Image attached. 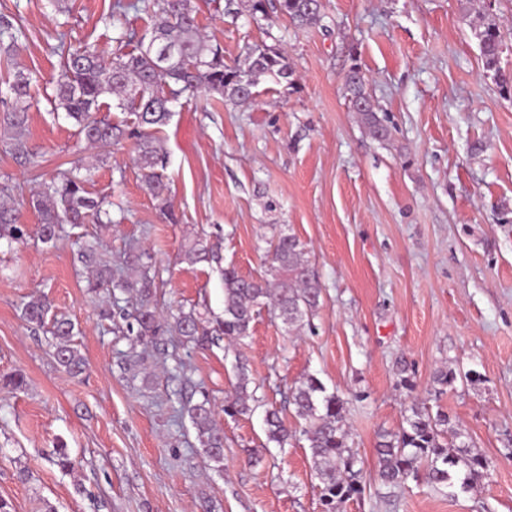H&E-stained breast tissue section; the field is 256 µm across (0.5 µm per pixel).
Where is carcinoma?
<instances>
[{"label":"carcinoma","mask_w":512,"mask_h":512,"mask_svg":"<svg viewBox=\"0 0 512 512\" xmlns=\"http://www.w3.org/2000/svg\"><path fill=\"white\" fill-rule=\"evenodd\" d=\"M240 6L253 19H267L268 9L274 8L294 26H317L323 18L322 5L310 0H242ZM128 9L151 12L158 22L150 32L136 37L128 34L127 42L134 48L112 57L104 63L94 51H76L65 58L55 81L54 109L65 112L83 136L86 147L105 149L126 139L134 141L135 162L159 209L169 220H175L167 197L168 188L159 169L166 157L154 131L165 125L172 115L171 104L182 93L204 89L216 93L224 103L247 106L253 102L250 91L260 78L276 83L289 81L293 68L287 53L274 46L254 44L247 47L243 59L229 65L224 62L220 47L211 43L197 23V7L193 0H135L125 3L114 0L113 15L121 16ZM484 67L494 72L501 87L512 89V80L498 67L503 52L504 36L498 25L482 19L476 29ZM24 31L9 19L0 17V45L8 56L16 52ZM32 78L21 71L13 74L9 83L13 95L10 109L0 116V141L5 142L15 159L32 162L34 153L23 139L30 109ZM344 92L349 103L356 107L360 123L377 140L390 137L388 126L379 116L367 89L364 75L357 66L351 67L344 78ZM109 94L117 99L116 107L135 116L132 124H115L97 116L100 98ZM82 166L75 165L60 176L39 182L30 203L40 217V239L50 242L59 237L65 224H110L112 219L104 197L94 198L86 189L87 178ZM27 232L18 221L15 209L0 203V239L22 241ZM270 264L264 276L245 279L232 269L224 270V318L210 323L190 311L175 319L172 330L183 344L199 345L220 336L238 342L249 335L256 308L268 305L283 323L290 327L302 324L314 315L320 302L322 288L310 268L304 249L296 236L279 235L271 241ZM77 260L92 272L89 290L118 289L126 292L136 305L133 310L112 303L103 316L120 318L126 331L143 345H155L163 332L153 306L157 284L143 255L127 253L122 265L112 268V262L102 257L99 246L84 242ZM184 260L194 265L217 262L216 250L195 242L184 252ZM50 310L42 297L27 302L22 314L27 323L36 327L45 324ZM73 324L66 320L53 323L54 357L70 372L81 369L82 358L72 347ZM238 381L234 398L228 405L234 414L252 411L251 403L258 400L256 391L248 388L249 379L244 363L237 364ZM288 405L294 415L305 421L304 436L309 443L313 469L321 483L322 512H341L344 504L361 495V469L358 453L349 447L345 430V401L338 394L327 392L315 376H307L291 388ZM197 432L206 458L220 462L224 458V434L216 427L208 401L181 405ZM405 426L398 431L382 434L378 443V477L387 489L405 486L409 479L424 473L427 483L436 491L460 487L470 491L480 486L488 461L466 442L460 445L441 442L446 433L454 439L462 437L461 430L451 425L443 411L431 413L428 408L414 404ZM268 440L283 446L288 443V427L281 411L266 410L264 416Z\"/></svg>","instance_id":"1"}]
</instances>
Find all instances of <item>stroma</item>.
<instances>
[{
    "label": "stroma",
    "instance_id": "1",
    "mask_svg": "<svg viewBox=\"0 0 512 512\" xmlns=\"http://www.w3.org/2000/svg\"><path fill=\"white\" fill-rule=\"evenodd\" d=\"M113 2L0 0V16L26 33L16 53L0 51V99L11 98L8 74L32 76L25 138L38 161L18 163L0 143V182L14 185L28 233L0 240V498L11 512H321L305 438L281 448L262 411L225 413L241 361L265 404L282 406L309 375L344 399L365 487L344 512H512V93L486 70L475 36L477 15L494 19L509 45L500 68L512 72V0H323L311 28L279 16L265 27L225 13L227 0H195L226 63L271 35L294 74L288 86L262 80L250 107L182 94L158 132L173 224L132 142L94 155L49 102L64 56L87 47L110 56L120 31L153 26L134 11L113 25ZM354 65L390 141L372 138L344 95ZM78 159L87 190L111 201L112 221L68 224L41 242L32 192ZM281 233L303 244L320 305L297 331L260 308L233 346H183L167 333L155 348L135 343L102 318L104 297L76 260L91 239L112 261L140 254L161 282L162 324L191 310L213 321L224 315L225 269L263 274ZM199 239L219 261H181ZM40 295L49 319L74 323L80 375L55 360L49 327L22 319ZM131 355L140 363L121 370ZM400 361L414 389L398 386ZM446 367L458 379L441 389L434 377ZM16 373L24 389L4 388ZM205 399L224 432L219 463L180 411ZM415 401L448 413L486 456L477 489L451 497L421 480L392 493L380 484V436L398 431ZM60 444L75 461L67 473L51 461Z\"/></svg>",
    "mask_w": 512,
    "mask_h": 512
}]
</instances>
